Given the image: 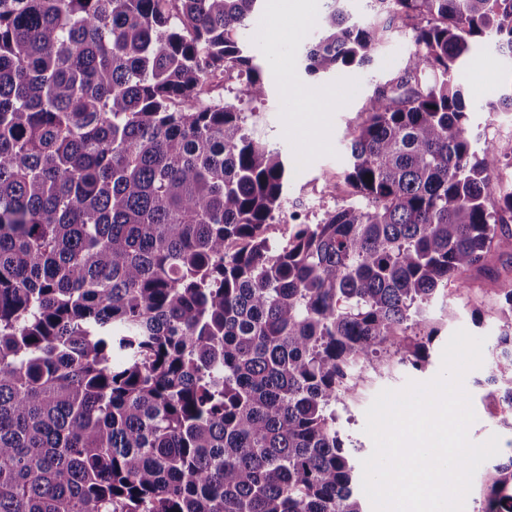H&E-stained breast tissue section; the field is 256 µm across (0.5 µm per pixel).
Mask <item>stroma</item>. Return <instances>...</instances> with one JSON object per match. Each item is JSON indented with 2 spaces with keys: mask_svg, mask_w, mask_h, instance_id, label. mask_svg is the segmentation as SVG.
I'll list each match as a JSON object with an SVG mask.
<instances>
[{
  "mask_svg": "<svg viewBox=\"0 0 512 512\" xmlns=\"http://www.w3.org/2000/svg\"><path fill=\"white\" fill-rule=\"evenodd\" d=\"M305 24L283 45L284 59L270 57L264 40L249 38L248 43L263 69L267 83L265 97L249 101L242 92L241 81H223L214 88L213 97L246 115L252 137L286 158L290 173L283 195L282 207L268 235L273 243L285 242L293 233L294 215L314 224L325 210L354 202L351 188L345 183L346 142L351 132L366 118L365 105L375 88L391 83L404 70L415 50L409 22L398 20L386 33L370 65L337 75L310 79L300 66L305 45L318 31V22L325 9V0H302ZM459 81L470 103L469 124L477 149L512 145V111L499 108L498 103L512 95V59L500 54L493 43L479 45L469 67ZM299 85L313 90L335 91L336 103L327 112L319 135H306L301 130L302 115L292 109L288 99L289 86ZM497 111H490V104ZM467 287L449 284L432 304L430 314L440 317L444 311L452 316L430 347V357L421 369L401 364L387 371L366 372L350 397L336 407V428L343 440L354 468H361L373 451V442L365 433L366 410L375 396L384 389H399L408 381L425 382L441 369L442 351L451 335L459 329L485 339L493 346L500 326L496 319L495 298L499 281L482 272H471ZM486 367L469 371L463 385L471 398L476 414L468 434L472 442L481 443L498 435L501 444L512 441V429L502 423L500 411L486 400Z\"/></svg>",
  "mask_w": 512,
  "mask_h": 512,
  "instance_id": "35a3bbf8",
  "label": "stroma"
}]
</instances>
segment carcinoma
I'll use <instances>...</instances> for the list:
<instances>
[{
  "instance_id": "obj_1",
  "label": "carcinoma",
  "mask_w": 512,
  "mask_h": 512,
  "mask_svg": "<svg viewBox=\"0 0 512 512\" xmlns=\"http://www.w3.org/2000/svg\"><path fill=\"white\" fill-rule=\"evenodd\" d=\"M261 2L0 0V512H363L336 404L422 368L424 305L512 250V146L473 150L458 83L478 39L512 58V0H377L371 27L325 0L306 73L398 18L416 49L350 133L358 201L281 248L286 161L205 92L266 95ZM497 310L511 411L512 278ZM479 512H512V452Z\"/></svg>"
}]
</instances>
